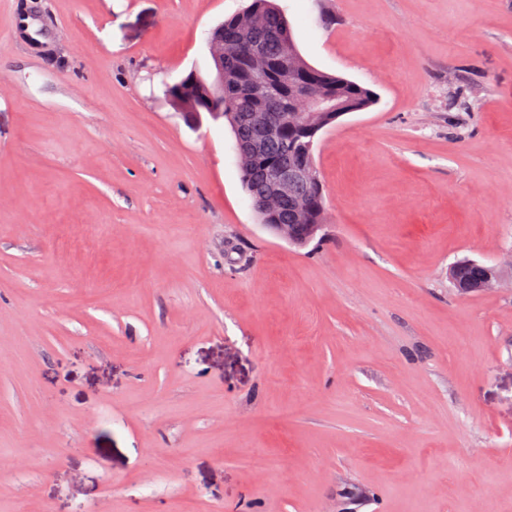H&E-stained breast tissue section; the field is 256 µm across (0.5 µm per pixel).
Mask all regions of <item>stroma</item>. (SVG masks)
<instances>
[{"label": "stroma", "instance_id": "1", "mask_svg": "<svg viewBox=\"0 0 512 512\" xmlns=\"http://www.w3.org/2000/svg\"><path fill=\"white\" fill-rule=\"evenodd\" d=\"M250 2L0 0V512H512V0H278L304 248L165 94ZM469 260L454 265L451 270L455 271L456 280L468 287L470 291L478 289V283L483 276L482 265L479 263L468 264Z\"/></svg>", "mask_w": 512, "mask_h": 512}]
</instances>
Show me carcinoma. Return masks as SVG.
<instances>
[{
	"instance_id": "1",
	"label": "carcinoma",
	"mask_w": 512,
	"mask_h": 512,
	"mask_svg": "<svg viewBox=\"0 0 512 512\" xmlns=\"http://www.w3.org/2000/svg\"><path fill=\"white\" fill-rule=\"evenodd\" d=\"M209 48L215 70L224 71V98L216 93L217 81H209L198 73H190L180 82L166 87V96L178 100L183 111L218 112L240 138L238 165L242 181L250 196L265 189L268 167L254 160L243 145L257 136L248 117L265 110L274 98L280 112L288 115V126L267 148V157L291 164L314 162V153L304 154L298 148L297 113L307 111L305 96L333 94L364 109L374 103L373 92L353 81L311 66L300 54L293 30L285 12L275 0H251L249 7L220 23L212 31ZM265 227L275 231V224L293 225L291 244L303 247L313 236L310 225L327 221L324 194L272 208L259 214ZM456 280L473 291L483 276L482 265L467 261L452 267Z\"/></svg>"
}]
</instances>
